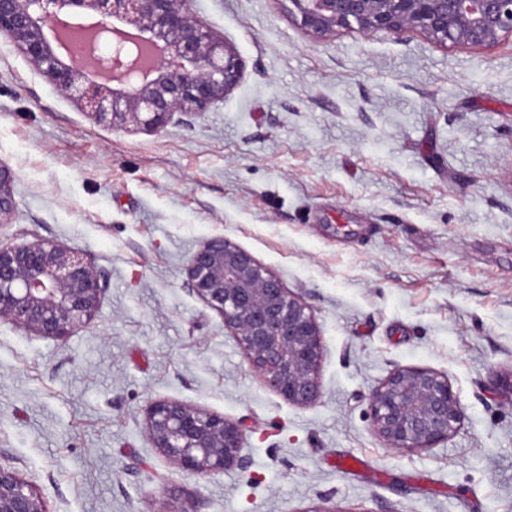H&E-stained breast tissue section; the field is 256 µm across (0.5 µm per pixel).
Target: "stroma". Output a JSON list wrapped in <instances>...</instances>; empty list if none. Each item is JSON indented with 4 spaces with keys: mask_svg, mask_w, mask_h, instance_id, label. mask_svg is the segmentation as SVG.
Returning <instances> with one entry per match:
<instances>
[{
    "mask_svg": "<svg viewBox=\"0 0 512 512\" xmlns=\"http://www.w3.org/2000/svg\"><path fill=\"white\" fill-rule=\"evenodd\" d=\"M242 58L224 101L154 132L95 123L0 42V243L50 238L104 276L66 342L0 323V464L47 512H512V41L489 49L340 29L282 0H193ZM221 236L312 307L321 396L254 372L185 268ZM447 373L448 441L387 448L369 397ZM175 399L242 422L244 467L195 474L152 447ZM362 458L372 477L339 473ZM12 181L10 171L0 165V227L10 224L15 210Z\"/></svg>",
    "mask_w": 512,
    "mask_h": 512,
    "instance_id": "1",
    "label": "stroma"
}]
</instances>
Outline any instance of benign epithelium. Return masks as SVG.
Here are the masks:
<instances>
[{
    "label": "benign epithelium",
    "instance_id": "obj_1",
    "mask_svg": "<svg viewBox=\"0 0 512 512\" xmlns=\"http://www.w3.org/2000/svg\"><path fill=\"white\" fill-rule=\"evenodd\" d=\"M192 0H0V36L96 123L154 131L174 115L221 102L241 77L238 52L197 19ZM306 34L419 32L441 45L491 47L512 38V0H288ZM109 49L99 52V44ZM15 210L12 176L0 166V227ZM186 285L224 319L251 368L290 404L320 397L324 341L308 303L249 252L214 236L186 267ZM101 274L47 238L0 245V322L64 341L99 309ZM372 429L392 449L434 448L461 423L448 375L399 367L370 398ZM153 447L197 474L243 463L241 426L178 400L146 413ZM0 512H46L42 498L0 465Z\"/></svg>",
    "mask_w": 512,
    "mask_h": 512
}]
</instances>
